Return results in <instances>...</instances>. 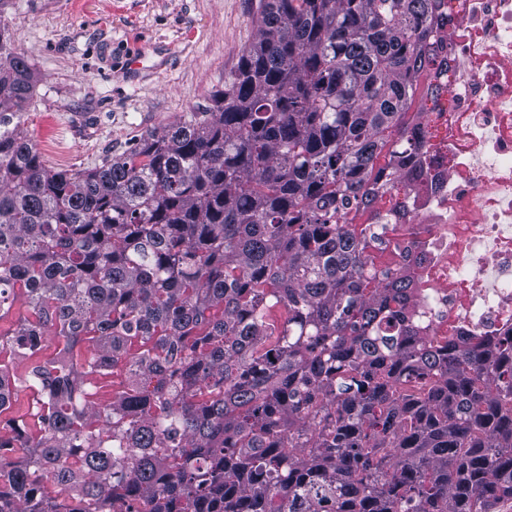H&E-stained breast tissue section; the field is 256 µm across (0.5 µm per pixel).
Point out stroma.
I'll use <instances>...</instances> for the list:
<instances>
[{
	"label": "stroma",
	"mask_w": 512,
	"mask_h": 512,
	"mask_svg": "<svg viewBox=\"0 0 512 512\" xmlns=\"http://www.w3.org/2000/svg\"><path fill=\"white\" fill-rule=\"evenodd\" d=\"M258 0H7L37 76L24 133L48 166L92 169L206 111L255 35ZM140 57L139 69L129 67Z\"/></svg>",
	"instance_id": "stroma-1"
}]
</instances>
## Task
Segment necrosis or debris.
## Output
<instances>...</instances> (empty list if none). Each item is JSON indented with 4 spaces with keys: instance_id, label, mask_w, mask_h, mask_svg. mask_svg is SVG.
<instances>
[{
    "instance_id": "1",
    "label": "necrosis or debris",
    "mask_w": 512,
    "mask_h": 512,
    "mask_svg": "<svg viewBox=\"0 0 512 512\" xmlns=\"http://www.w3.org/2000/svg\"><path fill=\"white\" fill-rule=\"evenodd\" d=\"M442 148L409 203L401 265L423 335L512 336V0H453Z\"/></svg>"
}]
</instances>
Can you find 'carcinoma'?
<instances>
[{
	"label": "carcinoma",
	"mask_w": 512,
	"mask_h": 512,
	"mask_svg": "<svg viewBox=\"0 0 512 512\" xmlns=\"http://www.w3.org/2000/svg\"><path fill=\"white\" fill-rule=\"evenodd\" d=\"M254 23L210 109L88 171L23 136L33 66L0 26V320L26 308L0 377L32 420L0 435V512L512 503V337L420 336L386 237L429 156L445 0H259Z\"/></svg>",
	"instance_id": "1"
}]
</instances>
